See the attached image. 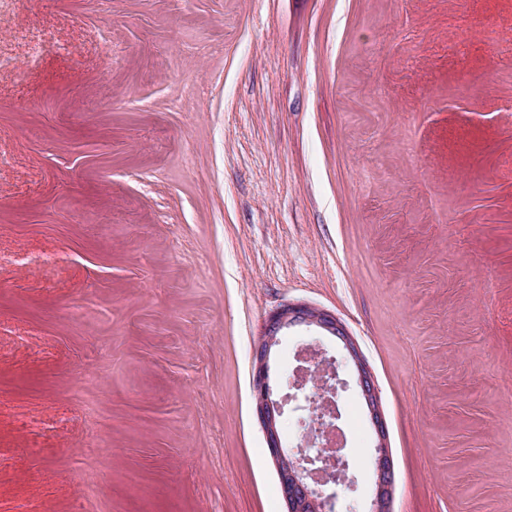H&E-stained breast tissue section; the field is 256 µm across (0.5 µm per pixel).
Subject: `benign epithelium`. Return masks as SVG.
<instances>
[{"mask_svg": "<svg viewBox=\"0 0 512 512\" xmlns=\"http://www.w3.org/2000/svg\"><path fill=\"white\" fill-rule=\"evenodd\" d=\"M297 326H315L342 342L358 372V381L368 413L374 426L378 445L374 460L376 493L371 512H390L395 473L390 448L387 446L388 429L381 410L378 388L372 371L366 365L354 339L344 324L326 310L308 304H288L271 314L263 333L254 346L252 370V396L260 420L264 442L276 464L278 483L286 505V512H334L332 498L322 496L317 489L313 472L304 464L322 463L333 470L324 483L345 481L346 463L329 456L324 448L312 449L293 458L283 450L279 429L281 407L272 400L269 384V358L271 348L279 343L281 333Z\"/></svg>", "mask_w": 512, "mask_h": 512, "instance_id": "1", "label": "benign epithelium"}]
</instances>
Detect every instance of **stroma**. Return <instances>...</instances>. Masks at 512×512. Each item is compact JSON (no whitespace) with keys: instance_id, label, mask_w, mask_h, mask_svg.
Here are the masks:
<instances>
[{"instance_id":"1","label":"stroma","mask_w":512,"mask_h":512,"mask_svg":"<svg viewBox=\"0 0 512 512\" xmlns=\"http://www.w3.org/2000/svg\"><path fill=\"white\" fill-rule=\"evenodd\" d=\"M297 303L391 512H512V0H0V512H285ZM297 326H315L336 337L342 342L349 358L355 364L362 396L378 438L377 455L374 460L376 493L370 512H391L389 503L395 482L394 463L390 448L387 446L388 429L381 410L374 375L344 324L334 314L308 304L284 305L271 314L253 351L252 396L266 448L276 464L278 483L287 509L285 512H334L332 498L322 496L315 486L319 483L315 481L313 472L304 467L303 463L315 464L318 461L325 469L332 470L321 484L344 482L346 469V463L339 457L325 455L327 448H307L314 456L304 453L300 458H293L283 450L279 429L281 407L271 398L269 358L271 348L279 343L281 333Z\"/></svg>"}]
</instances>
